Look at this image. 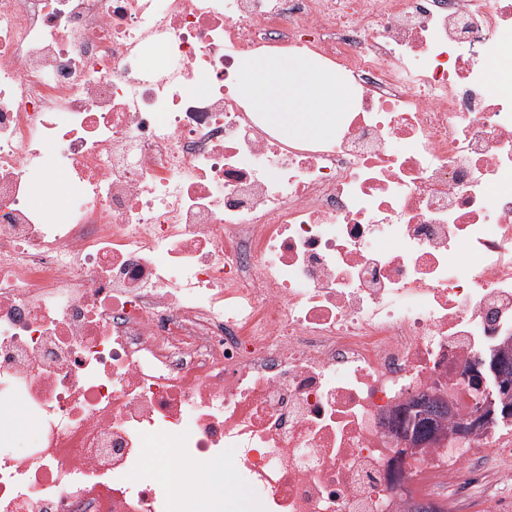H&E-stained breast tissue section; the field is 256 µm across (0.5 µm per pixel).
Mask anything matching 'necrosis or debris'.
<instances>
[{"label":"necrosis or debris","mask_w":512,"mask_h":512,"mask_svg":"<svg viewBox=\"0 0 512 512\" xmlns=\"http://www.w3.org/2000/svg\"><path fill=\"white\" fill-rule=\"evenodd\" d=\"M512 0H0V512H405L497 498L464 446L400 461L411 397L468 413L512 336ZM269 49L356 89L284 140ZM236 88L249 112L285 137L299 140L336 135L353 100L332 67L288 52H258L242 58Z\"/></svg>","instance_id":"1"}]
</instances>
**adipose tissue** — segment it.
<instances>
[{
    "mask_svg": "<svg viewBox=\"0 0 512 512\" xmlns=\"http://www.w3.org/2000/svg\"><path fill=\"white\" fill-rule=\"evenodd\" d=\"M236 88L249 111L282 135L299 140L333 137L353 100L332 67L288 52L242 58Z\"/></svg>",
    "mask_w": 512,
    "mask_h": 512,
    "instance_id": "obj_1",
    "label": "adipose tissue"
}]
</instances>
